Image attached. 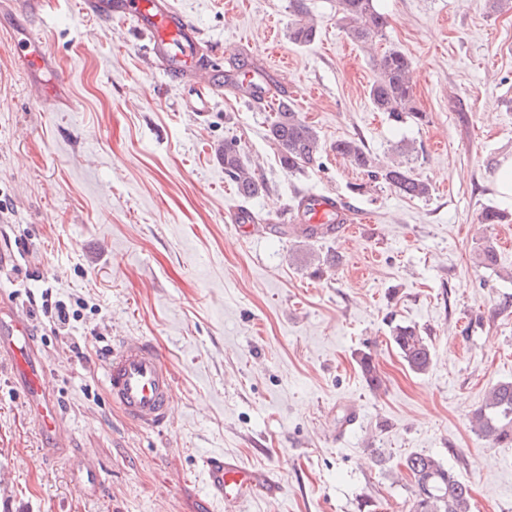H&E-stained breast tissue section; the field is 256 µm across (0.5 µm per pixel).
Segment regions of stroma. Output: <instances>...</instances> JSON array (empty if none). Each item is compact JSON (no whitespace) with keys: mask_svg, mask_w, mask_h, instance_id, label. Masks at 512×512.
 <instances>
[{"mask_svg":"<svg viewBox=\"0 0 512 512\" xmlns=\"http://www.w3.org/2000/svg\"><path fill=\"white\" fill-rule=\"evenodd\" d=\"M54 2L25 19L0 0V293L31 311L69 448L45 451L1 362L0 512H203L202 460L223 454L277 489L239 512H407L402 462L415 453L470 484L471 512H512V447L469 422L492 386L512 380V222L478 221L500 205L492 178L512 155V10L374 0L388 27L370 52L347 38L336 0H170L213 60L269 74L271 95L287 94L315 127L319 161L291 174L269 109L226 85L209 111H192L130 24ZM300 12L317 25L307 47L288 39ZM25 24L55 55L77 111L42 110L1 37ZM391 47L413 63L425 124H394L369 101L372 56ZM347 138L383 163L415 142L431 196L368 186L332 149ZM228 139L266 186L252 199L224 175ZM356 184L367 192L351 193ZM308 192L349 198L364 224L324 240L281 232L277 216ZM237 209L269 227L240 237ZM488 236L500 245L490 269L478 262ZM45 290L74 311L69 335L50 333L30 304ZM397 323L432 344L427 374L403 363ZM119 336L152 342L174 371L162 430L107 400L102 363ZM363 352L380 388L361 372ZM89 450L97 496L71 468Z\"/></svg>","mask_w":512,"mask_h":512,"instance_id":"stroma-1","label":"stroma"}]
</instances>
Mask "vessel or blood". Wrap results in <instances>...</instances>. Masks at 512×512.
Segmentation results:
<instances>
[{
  "label": "vessel or blood",
  "instance_id": "b4317fda",
  "mask_svg": "<svg viewBox=\"0 0 512 512\" xmlns=\"http://www.w3.org/2000/svg\"><path fill=\"white\" fill-rule=\"evenodd\" d=\"M82 13L109 22L118 18L132 24L148 38L156 64L167 76L193 87L197 111H207L212 95L224 81L220 64L203 58L196 25L176 11L168 0H80ZM16 54L26 71L37 72L52 65V57L36 31L20 32ZM309 221L334 224L349 233L355 215L348 205L332 195L315 193L309 201ZM9 362L13 381L40 428L49 450H65L68 433L61 423L57 401L44 382L43 356L32 332L29 314L0 296V362ZM107 395L134 424L163 427L169 418L173 375L158 349L136 336L118 337L103 363ZM208 486L223 501L225 512H237L239 504L255 496L262 482L260 471L243 466L236 458L217 456L203 462ZM81 487L98 490L101 474L93 454L76 465Z\"/></svg>",
  "mask_w": 512,
  "mask_h": 512
}]
</instances>
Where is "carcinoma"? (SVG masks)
I'll list each match as a JSON object with an SVG mask.
<instances>
[{
    "instance_id": "carcinoma-1",
    "label": "carcinoma",
    "mask_w": 512,
    "mask_h": 512,
    "mask_svg": "<svg viewBox=\"0 0 512 512\" xmlns=\"http://www.w3.org/2000/svg\"><path fill=\"white\" fill-rule=\"evenodd\" d=\"M336 7L352 42L366 47L384 36L388 21L375 9L373 0H336ZM316 35L315 26L302 15L288 29L289 41L300 47L312 44ZM375 68V78L368 92L374 108L387 113L396 123H424L426 113L416 104L413 68L408 56L397 48H390L375 59ZM270 108L269 136L281 149L284 168L290 173L302 172L304 167L317 163L321 152L317 130L285 98L270 101ZM333 150L365 171L371 182L383 184L404 198L426 199L431 195L430 184L405 160L380 167L364 145L352 138L336 141ZM220 159L225 176L236 184L241 197L250 199L264 191V183L251 172L237 142L224 141ZM478 259L488 268L498 265V253L492 240H485ZM390 339L412 372L418 375L429 372L434 363L433 347L416 326L397 324L392 327ZM359 365L371 386L380 387L382 380L371 355L361 354ZM471 425L478 436L494 444L512 445V381H501L491 388L485 404L472 413ZM404 466L414 480L408 512H470L469 484L439 458L416 453L405 458Z\"/></svg>"
}]
</instances>
